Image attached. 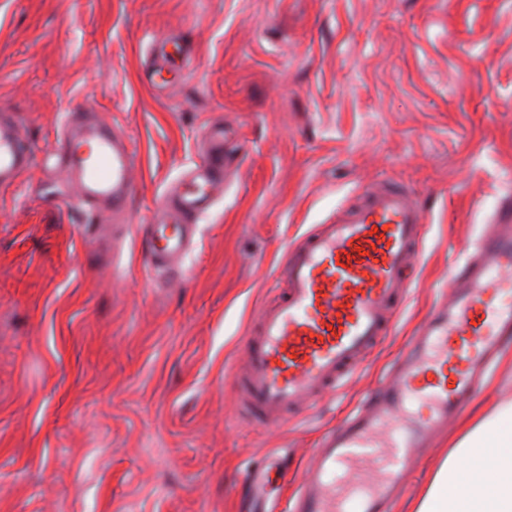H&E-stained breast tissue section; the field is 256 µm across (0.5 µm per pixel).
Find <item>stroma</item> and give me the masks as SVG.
I'll return each mask as SVG.
<instances>
[{"label": "stroma", "instance_id": "obj_1", "mask_svg": "<svg viewBox=\"0 0 512 512\" xmlns=\"http://www.w3.org/2000/svg\"><path fill=\"white\" fill-rule=\"evenodd\" d=\"M172 42L185 63L154 76ZM71 109L136 151L126 214L81 207L57 160ZM0 110L36 152L0 187V512H287L321 434L512 201V0H0ZM216 123L224 186L167 281L144 229ZM381 183L428 214L392 331L283 426L244 422L233 376L289 244ZM509 402L512 352L395 512L476 412Z\"/></svg>", "mask_w": 512, "mask_h": 512}]
</instances>
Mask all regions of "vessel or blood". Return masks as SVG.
Masks as SVG:
<instances>
[{"label": "vessel or blood", "instance_id": "vessel-or-blood-1", "mask_svg": "<svg viewBox=\"0 0 512 512\" xmlns=\"http://www.w3.org/2000/svg\"><path fill=\"white\" fill-rule=\"evenodd\" d=\"M70 138L89 146L77 173L84 206L125 211L135 151L98 122ZM34 162L12 116L1 113L0 186L14 184ZM226 162L224 130L212 128L202 161L152 220L144 246L152 265L188 251L193 221L212 207ZM424 222L404 187L383 184L290 247L280 270L285 294L261 309L257 332L246 338V371L233 378L241 419L283 425L290 411L334 392L359 368L392 327L389 314L404 300L401 275L418 255ZM459 278L364 407L310 454L297 479V512H348L352 505L389 512L419 448L485 390L489 367L512 346V212H498ZM415 404L421 412H412ZM397 419V436L385 437Z\"/></svg>", "mask_w": 512, "mask_h": 512}]
</instances>
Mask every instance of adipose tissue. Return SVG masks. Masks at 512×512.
Here are the masks:
<instances>
[{"label": "adipose tissue", "mask_w": 512, "mask_h": 512, "mask_svg": "<svg viewBox=\"0 0 512 512\" xmlns=\"http://www.w3.org/2000/svg\"><path fill=\"white\" fill-rule=\"evenodd\" d=\"M410 512H512V403L466 429Z\"/></svg>", "instance_id": "ef3b65f1"}]
</instances>
